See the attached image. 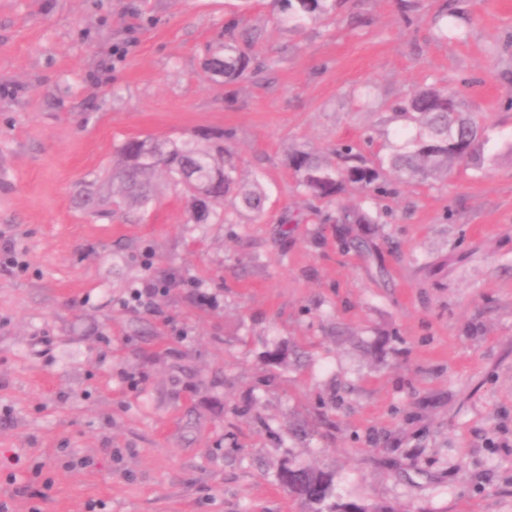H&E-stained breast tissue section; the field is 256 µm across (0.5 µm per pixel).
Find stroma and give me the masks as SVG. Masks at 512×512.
Wrapping results in <instances>:
<instances>
[{
    "mask_svg": "<svg viewBox=\"0 0 512 512\" xmlns=\"http://www.w3.org/2000/svg\"><path fill=\"white\" fill-rule=\"evenodd\" d=\"M412 2L293 30L277 0H0L9 512H309L283 465L346 502L512 512V0ZM233 18L257 42L227 84L204 66ZM427 85L482 125L480 164L384 171L372 254L344 249L332 218L363 192L307 196L290 156L378 164ZM145 137L224 143L264 213L230 195L226 223L197 220L159 170L146 206L112 205Z\"/></svg>",
    "mask_w": 512,
    "mask_h": 512,
    "instance_id": "obj_1",
    "label": "stroma"
}]
</instances>
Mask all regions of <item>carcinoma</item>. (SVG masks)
<instances>
[{
    "label": "carcinoma",
    "mask_w": 512,
    "mask_h": 512,
    "mask_svg": "<svg viewBox=\"0 0 512 512\" xmlns=\"http://www.w3.org/2000/svg\"><path fill=\"white\" fill-rule=\"evenodd\" d=\"M280 21L293 29L330 15L336 9V0H278ZM237 24L226 27L228 34L221 50L214 52L206 62V71L230 84L244 77L251 59L235 37ZM402 116L416 124V132L402 133L401 148L388 159L389 167L404 180L427 181L446 177L455 163L480 162L478 148L482 138L480 126L462 116L453 94L435 88H424L397 107ZM343 166L332 169L306 152L291 157L295 172L300 175L302 186L313 196L330 198L344 190L345 186L358 185L366 188L380 178V170L369 166L353 154L350 145H342L336 151ZM121 160L112 172V181L119 183L121 195L136 203H144L141 178L157 168L164 169L174 180L181 181L180 170L191 163L198 171V180L224 171V181L212 185L214 202L207 208L213 219L223 222L224 196L234 184L231 161L224 146L217 145L210 152L192 141H183L167 148L148 139L132 138L120 147ZM264 195L259 188L240 192L242 207L260 212ZM339 232L344 237L353 234V227L371 224L373 219L364 209L345 208L336 215ZM276 479L289 496L304 499L315 505V512H380V510L356 503L336 501V489L332 475L310 467L278 470Z\"/></svg>",
    "instance_id": "cac0c4a2"
}]
</instances>
